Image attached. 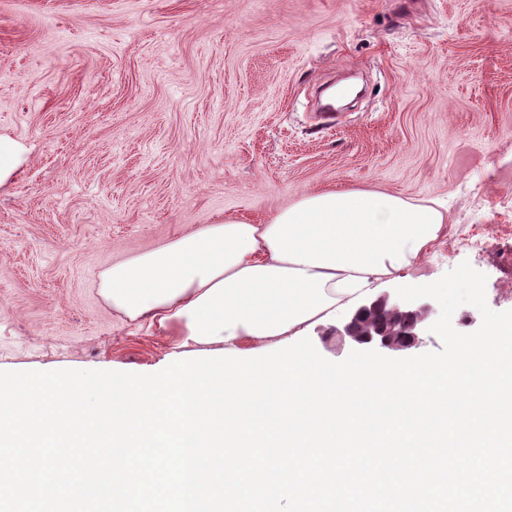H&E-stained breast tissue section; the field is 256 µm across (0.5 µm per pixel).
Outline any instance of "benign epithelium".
<instances>
[{
	"label": "benign epithelium",
	"mask_w": 512,
	"mask_h": 512,
	"mask_svg": "<svg viewBox=\"0 0 512 512\" xmlns=\"http://www.w3.org/2000/svg\"><path fill=\"white\" fill-rule=\"evenodd\" d=\"M388 306L403 320L404 328L399 335H393L386 326V322L382 320L365 335H353L354 324L359 317L367 314L373 316L381 314ZM432 313L433 307L426 298L406 302L400 298L392 300L389 295L384 294L360 306L347 323L340 328H334L333 332L341 341L349 337L360 345L375 349L384 355H390L417 347L420 336L427 329L426 321Z\"/></svg>",
	"instance_id": "obj_1"
}]
</instances>
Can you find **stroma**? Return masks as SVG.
<instances>
[{"label":"stroma","mask_w":512,"mask_h":512,"mask_svg":"<svg viewBox=\"0 0 512 512\" xmlns=\"http://www.w3.org/2000/svg\"><path fill=\"white\" fill-rule=\"evenodd\" d=\"M360 74L325 127L314 94ZM0 370L155 373L174 340L99 294L113 263L325 187L448 208L379 291L461 262L512 310V0H0ZM21 164V149L8 137L0 135V184L6 181Z\"/></svg>","instance_id":"obj_1"}]
</instances>
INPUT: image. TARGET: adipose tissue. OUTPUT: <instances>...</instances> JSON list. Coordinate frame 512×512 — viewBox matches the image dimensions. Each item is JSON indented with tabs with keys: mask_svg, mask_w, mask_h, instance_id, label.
<instances>
[{
	"mask_svg": "<svg viewBox=\"0 0 512 512\" xmlns=\"http://www.w3.org/2000/svg\"><path fill=\"white\" fill-rule=\"evenodd\" d=\"M444 222L436 207L398 195L323 188L263 223L228 217L112 264L101 292L177 347L259 349L363 302L374 281L416 262Z\"/></svg>",
	"mask_w": 512,
	"mask_h": 512,
	"instance_id": "obj_1",
	"label": "adipose tissue"
}]
</instances>
